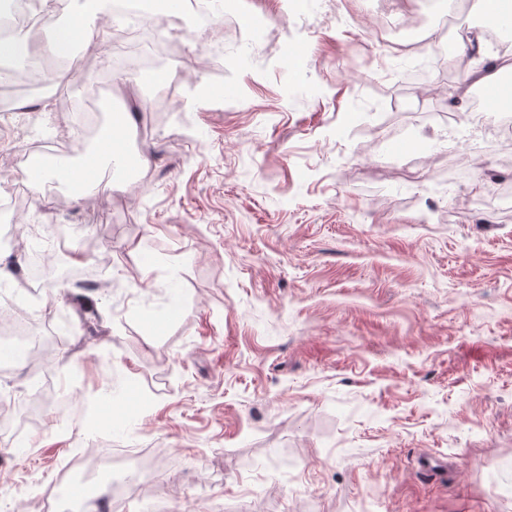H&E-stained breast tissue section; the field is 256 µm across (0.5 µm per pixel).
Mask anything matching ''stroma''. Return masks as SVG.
I'll return each mask as SVG.
<instances>
[{
  "label": "stroma",
  "instance_id": "35a3bbf8",
  "mask_svg": "<svg viewBox=\"0 0 512 512\" xmlns=\"http://www.w3.org/2000/svg\"><path fill=\"white\" fill-rule=\"evenodd\" d=\"M224 43L170 28L159 71L191 59L167 116L125 129L130 166L103 163L110 187L27 184L17 156L55 142L81 163L79 137L49 120L59 98L85 106L146 100L151 88L101 49L46 58L53 80L0 90V217L13 243L68 233L38 267L67 256L72 272L38 288L25 263L0 299L43 350L11 359L0 334L8 415L39 403L43 418L0 444V512L36 498L88 448H145L161 483L130 462L88 459L96 512H512V146L455 126L469 112L458 54L437 92L399 84L413 47L443 37L444 12L422 0H235ZM392 23L393 43L373 33ZM29 102L26 112L14 110ZM92 400L102 424L84 427ZM442 458L444 478L417 458ZM132 492L110 503L117 472Z\"/></svg>",
  "mask_w": 512,
  "mask_h": 512
}]
</instances>
